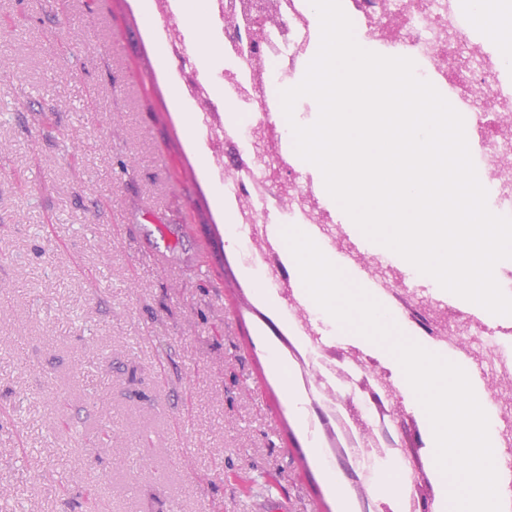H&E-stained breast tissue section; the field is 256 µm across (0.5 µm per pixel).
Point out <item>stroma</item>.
I'll use <instances>...</instances> for the list:
<instances>
[{
    "mask_svg": "<svg viewBox=\"0 0 512 512\" xmlns=\"http://www.w3.org/2000/svg\"><path fill=\"white\" fill-rule=\"evenodd\" d=\"M171 2L0 0V512H361L285 396L288 311L226 240ZM336 342L402 388L433 473L394 355Z\"/></svg>",
    "mask_w": 512,
    "mask_h": 512,
    "instance_id": "35a3bbf8",
    "label": "stroma"
}]
</instances>
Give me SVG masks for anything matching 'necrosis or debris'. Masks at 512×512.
I'll return each mask as SVG.
<instances>
[{
  "label": "necrosis or debris",
  "mask_w": 512,
  "mask_h": 512,
  "mask_svg": "<svg viewBox=\"0 0 512 512\" xmlns=\"http://www.w3.org/2000/svg\"><path fill=\"white\" fill-rule=\"evenodd\" d=\"M343 9L366 39L390 54L420 58L425 65L423 77L439 81L447 89L451 105L465 117L467 138L482 147L476 171L488 199L497 214L512 216V147L503 136L507 119H512V92L502 89L506 75L512 73V62L507 60L501 40L475 35L464 14L463 0H344ZM310 11L309 0H290L288 9L267 12L263 54L248 73H241L235 62L210 79L199 78L192 71L183 79L182 92L187 101L202 103L197 123L211 150L214 171L224 178L225 195L239 203L244 240L241 259L250 266L263 263L267 279L292 316V333L298 344L291 347L290 354L304 392L334 420L336 439L323 441V462L345 461L368 474L390 464L405 476L414 472L415 461L389 440L396 432L394 419L404 407L398 388L357 346L339 349L326 340V326L302 304L298 284L279 260L256 203L272 196L284 199L289 220L318 225L319 239L326 248L346 249L349 237L337 233L313 180L289 183L283 192L269 171L231 177L224 173L225 154L247 151L249 145L239 137L225 136L224 106L215 99V85L234 89L235 102L247 112L263 151L279 154L283 134L271 121L266 106L273 96L274 74L293 77L298 62L308 53ZM459 49L470 54L472 63L466 70L449 73L448 56ZM353 257L371 278L381 282L406 319L412 337L426 336L445 348L455 345L461 331L479 337L480 360L495 361L507 328H487L464 310L458 311L454 325H447L442 312L448 304L433 295L427 298L429 306L422 318H415L416 298L406 289L399 269L382 272L361 252H354ZM489 402L502 423L499 440L511 446V372L496 373Z\"/></svg>",
  "instance_id": "necrosis-or-debris-1"
}]
</instances>
